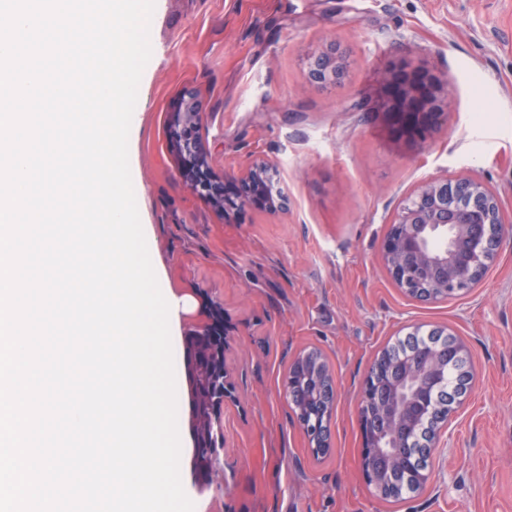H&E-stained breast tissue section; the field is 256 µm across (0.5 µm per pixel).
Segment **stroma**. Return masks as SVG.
Instances as JSON below:
<instances>
[{"label":"stroma","instance_id":"35a3bbf8","mask_svg":"<svg viewBox=\"0 0 512 512\" xmlns=\"http://www.w3.org/2000/svg\"><path fill=\"white\" fill-rule=\"evenodd\" d=\"M149 36L128 138L139 215L163 295L186 302L181 331L206 301L223 307L237 391L210 486L183 471L195 512H512V247L474 293L438 304L405 297L379 260L386 224L434 176L486 181L512 221V0H155ZM331 45L345 75L312 84L308 57ZM404 61L454 88L422 139L387 108L383 77ZM187 88L214 171L270 163L286 210L227 223L185 185L167 129ZM415 323L456 334L476 381L432 487L390 504L362 478L356 399ZM309 346L339 390L320 460L282 387Z\"/></svg>","mask_w":512,"mask_h":512}]
</instances>
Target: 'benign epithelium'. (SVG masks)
Returning a JSON list of instances; mask_svg holds the SVG:
<instances>
[{
  "label": "benign epithelium",
  "instance_id": "benign-epithelium-1",
  "mask_svg": "<svg viewBox=\"0 0 512 512\" xmlns=\"http://www.w3.org/2000/svg\"><path fill=\"white\" fill-rule=\"evenodd\" d=\"M344 75L338 51L313 54L310 81L337 83ZM385 85L397 88L389 108L408 117L409 131L426 135V120L451 104L448 83L409 63L384 76ZM203 106L193 89L181 95V110L174 113L169 140L180 173L190 190L229 220L246 208L285 210L288 199L275 187L274 168L264 161L217 175L200 135ZM512 241V224L504 220L495 192L483 181L446 174L423 182L400 205L382 238L381 261L395 287L407 297L439 303L464 295L485 277L505 243ZM396 355L385 362L375 358L365 378L358 404L362 433L361 469L368 486L380 481L370 465L375 456L394 463V448H439L451 435L462 398L471 386L472 372L464 386L444 387L448 372L468 359L465 346L447 337L439 327H412L403 341L393 342ZM304 353L288 366V401L301 402L294 383ZM314 375L321 377V410L315 430L299 422L308 448L330 447L329 432L338 393L327 361L316 362ZM412 453L415 488L426 490L432 482L429 466Z\"/></svg>",
  "mask_w": 512,
  "mask_h": 512
}]
</instances>
